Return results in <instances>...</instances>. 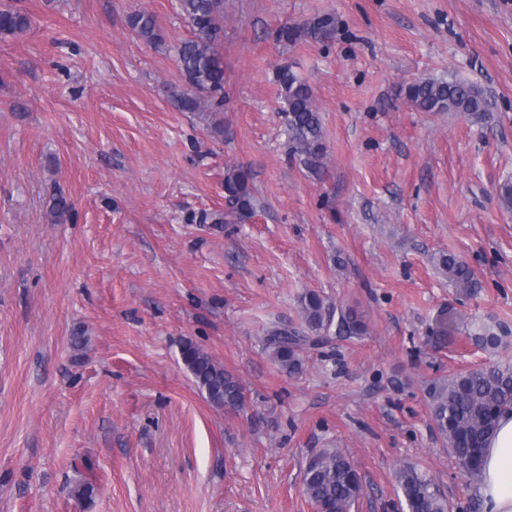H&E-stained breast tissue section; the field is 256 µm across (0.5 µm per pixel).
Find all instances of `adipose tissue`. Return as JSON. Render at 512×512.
<instances>
[{
	"instance_id": "ef3b65f1",
	"label": "adipose tissue",
	"mask_w": 512,
	"mask_h": 512,
	"mask_svg": "<svg viewBox=\"0 0 512 512\" xmlns=\"http://www.w3.org/2000/svg\"><path fill=\"white\" fill-rule=\"evenodd\" d=\"M483 475L484 512H512V411L503 414L484 451Z\"/></svg>"
}]
</instances>
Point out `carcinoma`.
Masks as SVG:
<instances>
[{
  "instance_id": "cac0c4a2",
  "label": "carcinoma",
  "mask_w": 512,
  "mask_h": 512,
  "mask_svg": "<svg viewBox=\"0 0 512 512\" xmlns=\"http://www.w3.org/2000/svg\"><path fill=\"white\" fill-rule=\"evenodd\" d=\"M181 15L192 28V37L176 48L182 84L169 85L165 93L181 112L212 115V132L224 134L217 118L224 106V0H178ZM129 29L149 44L163 41L159 23L152 13L138 10L126 17ZM31 26L28 14L17 9H0V36L17 37ZM280 86L288 141L292 155L309 173L320 175L327 167V149L321 113L305 79L284 65L276 74ZM407 100L420 112H455L473 122L485 119L492 109L488 94L479 86L450 74L425 78L409 84ZM224 195L228 209L215 215L216 224H237L249 219L254 210L252 174L245 167L224 174ZM72 205L62 196L52 198L51 220L61 224L69 219ZM435 264L448 274V281L465 293L479 288L474 269L455 255L440 254ZM300 322L276 323L265 330V345L282 369L294 372L301 366V354L322 344L331 327L345 338L364 336L369 326L356 304L331 308L323 297L307 291L298 297ZM474 339L483 351L499 348L501 336L493 325L481 323ZM180 357L201 394L216 408L237 409L244 404V386L193 340L186 339ZM423 398L434 428L458 467L470 483L482 481L481 457L493 436L500 415L512 411V363H492L426 381ZM302 487L310 503L321 512H352L362 493V480L354 462L335 448H327L304 469ZM398 488L408 512H453L437 484L412 467L398 471Z\"/></svg>"
}]
</instances>
